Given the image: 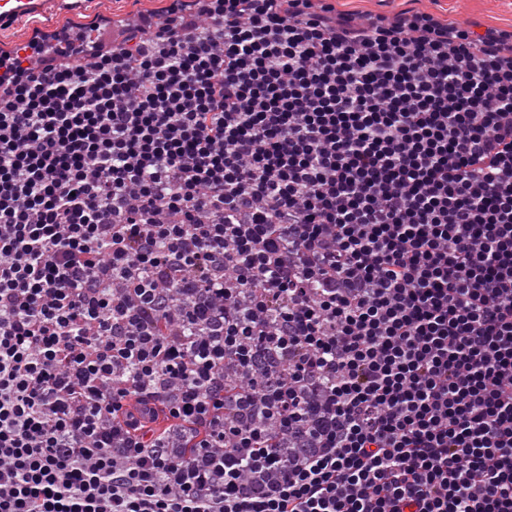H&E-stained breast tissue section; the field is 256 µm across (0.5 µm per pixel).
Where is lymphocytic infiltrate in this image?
I'll return each mask as SVG.
<instances>
[{
	"label": "lymphocytic infiltrate",
	"instance_id": "obj_1",
	"mask_svg": "<svg viewBox=\"0 0 512 512\" xmlns=\"http://www.w3.org/2000/svg\"><path fill=\"white\" fill-rule=\"evenodd\" d=\"M0 512H512V31L0 53Z\"/></svg>",
	"mask_w": 512,
	"mask_h": 512
}]
</instances>
